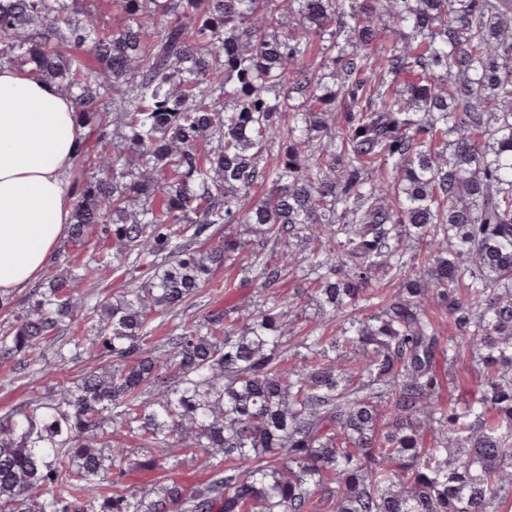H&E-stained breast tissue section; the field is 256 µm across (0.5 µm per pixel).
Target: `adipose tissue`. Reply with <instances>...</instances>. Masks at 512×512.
Returning <instances> with one entry per match:
<instances>
[{"label":"adipose tissue","instance_id":"1","mask_svg":"<svg viewBox=\"0 0 512 512\" xmlns=\"http://www.w3.org/2000/svg\"><path fill=\"white\" fill-rule=\"evenodd\" d=\"M71 99L0 68V304L30 288L71 230L68 172L83 143Z\"/></svg>","mask_w":512,"mask_h":512}]
</instances>
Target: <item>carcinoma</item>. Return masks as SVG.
<instances>
[{
    "mask_svg": "<svg viewBox=\"0 0 512 512\" xmlns=\"http://www.w3.org/2000/svg\"><path fill=\"white\" fill-rule=\"evenodd\" d=\"M114 4L115 24L83 0H0V66L56 85L96 133L70 171V240H109L35 290L0 358L38 365L78 315L97 336L59 361L111 359L0 417V512H311L318 495L336 512H512V0ZM378 60L403 86L368 96ZM214 224L254 239L205 248ZM133 251L146 287L85 305L80 286ZM229 260L257 288L241 326L180 320L157 351L153 319ZM291 264L336 335L294 336L275 291ZM378 274L400 285L386 303ZM467 351L478 390L444 408L437 357ZM127 436L166 476L107 494ZM175 446L206 454L203 483L167 475Z\"/></svg>",
    "mask_w": 512,
    "mask_h": 512,
    "instance_id": "carcinoma-1",
    "label": "carcinoma"
}]
</instances>
